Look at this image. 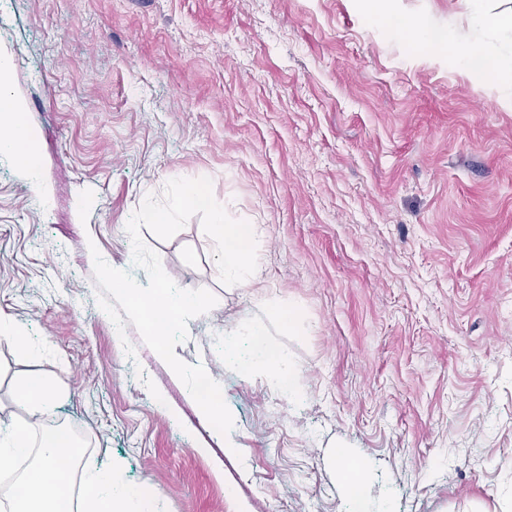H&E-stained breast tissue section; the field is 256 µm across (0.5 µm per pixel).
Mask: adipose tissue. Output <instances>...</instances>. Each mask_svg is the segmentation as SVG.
I'll return each mask as SVG.
<instances>
[{
  "label": "adipose tissue",
  "instance_id": "ef3b65f1",
  "mask_svg": "<svg viewBox=\"0 0 512 512\" xmlns=\"http://www.w3.org/2000/svg\"><path fill=\"white\" fill-rule=\"evenodd\" d=\"M474 31L461 38L420 24L406 16L386 19L389 34L414 47L427 50L432 56L448 55L457 58L470 72L482 74L494 70L496 57L483 38L488 14L483 0H471ZM10 67L0 62V156L9 158L28 177L37 196H44L38 177L31 134L24 106L9 91ZM251 354L241 367L244 371L256 368L275 374L283 391L297 389L293 377L285 370L281 353L269 346L261 328L250 331ZM59 390L49 379L30 373L19 378L14 389V401L24 416L7 428H0V471L12 470L16 460L30 452V431L41 427L42 444L31 468L23 473V498L13 501L12 512H55V499L48 495L50 484L56 482L63 458H74L79 450L68 428L51 426L57 408ZM152 505L141 490L128 486L108 466H84L79 512H151Z\"/></svg>",
  "mask_w": 512,
  "mask_h": 512
}]
</instances>
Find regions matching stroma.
Segmentation results:
<instances>
[{
	"label": "stroma",
	"mask_w": 512,
	"mask_h": 512,
	"mask_svg": "<svg viewBox=\"0 0 512 512\" xmlns=\"http://www.w3.org/2000/svg\"><path fill=\"white\" fill-rule=\"evenodd\" d=\"M395 7L470 28L467 0ZM0 54L47 195L0 157V316L53 348L0 342V421L22 415L18 377L55 380L82 461L154 512H352L356 478L372 512H512V107L490 80L363 0H0ZM201 177L254 229L251 287L221 282L199 217L142 238L217 298L176 351L223 383L226 437L134 326L113 330L91 255L147 284L129 218ZM254 325L297 400L240 369Z\"/></svg>",
	"instance_id": "obj_1"
}]
</instances>
